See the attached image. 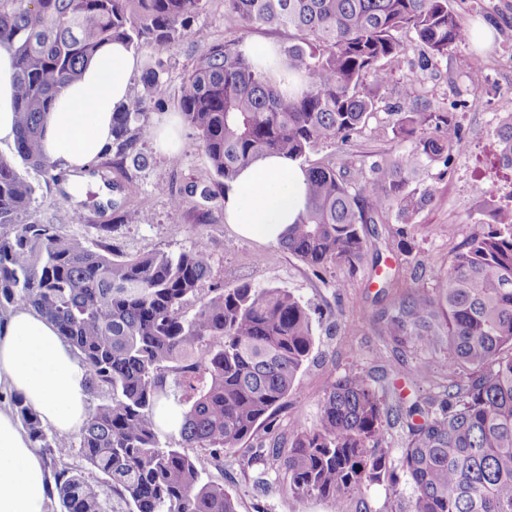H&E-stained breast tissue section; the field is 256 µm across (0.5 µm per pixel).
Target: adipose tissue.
Here are the masks:
<instances>
[{
  "label": "adipose tissue",
  "instance_id": "adipose-tissue-1",
  "mask_svg": "<svg viewBox=\"0 0 512 512\" xmlns=\"http://www.w3.org/2000/svg\"><path fill=\"white\" fill-rule=\"evenodd\" d=\"M139 66L116 41L56 97L42 152L58 170L80 176L112 141V114L129 100ZM14 61L0 48V146L13 143ZM307 172L299 161L267 155L241 169L223 193L224 221L240 236L275 242L306 207ZM0 392L20 395L43 425L79 432L87 418L84 371L54 325L33 308L0 311ZM54 483L10 406L0 405V512H49Z\"/></svg>",
  "mask_w": 512,
  "mask_h": 512
}]
</instances>
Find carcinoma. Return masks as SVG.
<instances>
[{"label":"carcinoma","mask_w":512,"mask_h":512,"mask_svg":"<svg viewBox=\"0 0 512 512\" xmlns=\"http://www.w3.org/2000/svg\"><path fill=\"white\" fill-rule=\"evenodd\" d=\"M208 0H0V48L14 58L17 136L0 155V309L28 305L51 321L84 370L86 392L99 400L83 427L67 437L46 429L9 398L43 457L63 512H237L209 468L224 470V451L254 438L288 397L314 345L311 309L283 288L249 282L203 288L212 255L199 240L188 251L129 254L113 233L151 216V202L95 225L96 244L32 209L41 185L58 180L42 154L46 118L57 94L78 80L106 44L166 50L189 38L198 49L183 77L177 109L218 177L169 193L181 208L200 194L214 198L237 172L264 155L301 161L324 143L346 142L376 109L387 81L380 62L403 51L398 33L415 36L432 58L469 40L448 0H224L225 15L252 30L288 32L274 70L259 69L237 43H214L193 21ZM165 65H143L136 95L112 116V143L95 171L133 184L148 165L147 111L160 99ZM434 128L422 137L419 132ZM394 133L412 149L371 165L308 167L307 206L279 245L318 270H356L368 242L360 225L377 224L390 207L408 218L434 196L408 189L423 163L448 165L458 136L453 113L415 106L396 113ZM498 165L512 169V114L497 132ZM489 230L466 243L434 287L413 289L383 323L395 342L411 339L448 350L444 397L387 407L366 376L351 370L329 384L319 417L299 429L288 450L258 447L288 479L297 501L328 498L336 512H367L374 485L388 484L386 512H512V214L489 213ZM200 298L194 312L187 301ZM181 409L177 430L158 409ZM404 422L394 460L386 427ZM410 485L402 506L398 474Z\"/></svg>","instance_id":"carcinoma-1"}]
</instances>
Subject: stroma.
<instances>
[{
    "label": "stroma",
    "mask_w": 512,
    "mask_h": 512,
    "mask_svg": "<svg viewBox=\"0 0 512 512\" xmlns=\"http://www.w3.org/2000/svg\"><path fill=\"white\" fill-rule=\"evenodd\" d=\"M448 7L469 26H487L492 32L490 43L482 47L470 42L459 45L426 67L412 34L400 33L404 50L385 62L389 79L379 89L377 108L366 124L347 144H324L307 157L311 164L366 169L376 160L408 152L411 144L394 135L393 121L395 113L406 108L403 88L409 79L416 83L419 104L455 116L460 138L449 164L427 165L410 182L411 188L420 191L434 189V199L408 224H401L392 209L385 213L383 223L364 225L369 250L356 271L330 266L317 272L276 243L239 237L224 222L221 198L195 196L183 208H171L168 190L194 183L208 185L215 180L189 130L181 132L178 165H171L168 153L156 143L144 149L149 165L139 173L138 187L152 201V217L123 230L114 239L117 246L129 253H177L202 239L208 242L213 256L214 280L284 288L322 314L315 325L312 353L286 404L276 413L272 432L258 431L260 440L273 436L284 442L297 429L312 427L325 385L352 369L364 373L374 387L383 390L391 406L402 396L413 400L440 395L448 384L446 350H426L413 342L395 343L381 332L400 291L432 288L435 275L448 268L455 253L470 238L487 232V207L508 208L505 188L512 169L496 167L495 162L496 130L502 118L512 113V0H448ZM193 25L206 30L216 43L239 38L248 43L280 42L288 37L284 30L243 33L237 22L225 17L223 0H209ZM196 53L189 40L171 50L151 46L139 50V59L158 56L166 64L162 104L149 111V118L176 113L178 88ZM475 69L482 70L486 78L478 96L468 82L469 73ZM81 182L75 189L70 176L60 175L58 183L39 193L33 208L45 223L54 220L59 206L77 209L81 215L77 229L92 239L95 224L109 219L113 204L125 203L127 193L105 185L96 175L83 176ZM402 240L407 242L409 253L399 252L397 245ZM388 275L398 280V289L382 290ZM423 368L428 369L429 379L414 383V373ZM247 456L243 449L225 452L223 471L212 474L236 500L237 512H334L329 500L299 502L289 497L273 464L266 467L268 485L258 489L252 480L253 469L243 463Z\"/></svg>",
    "instance_id": "stroma-1"
}]
</instances>
